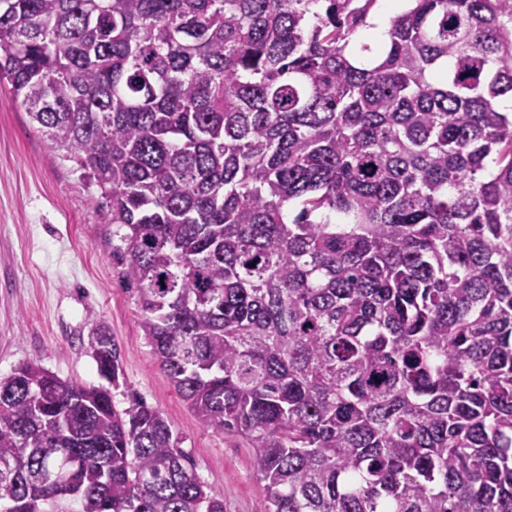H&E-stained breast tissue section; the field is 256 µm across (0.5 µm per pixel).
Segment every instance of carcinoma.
Returning a JSON list of instances; mask_svg holds the SVG:
<instances>
[{
	"instance_id": "1",
	"label": "carcinoma",
	"mask_w": 512,
	"mask_h": 512,
	"mask_svg": "<svg viewBox=\"0 0 512 512\" xmlns=\"http://www.w3.org/2000/svg\"><path fill=\"white\" fill-rule=\"evenodd\" d=\"M0 0V77L112 200L161 373L270 512H512V0ZM0 379V512H224L140 398ZM383 1L384 0H379L375 4L371 14L369 15V17L367 19V24L369 25V27L362 30L360 32L359 36L367 33V30L371 26L370 19L373 15H375L377 12L382 10V8L385 5V2H383ZM406 6H407L406 2L389 1V2H387L386 10L383 13L378 14L373 18V20L371 21V24L373 25V27L371 29H369V31H368V37L371 39L370 43H371L372 47H378V46H382L385 44V42L388 39L387 31L390 26V18H392L395 15L402 12L406 8Z\"/></svg>"
}]
</instances>
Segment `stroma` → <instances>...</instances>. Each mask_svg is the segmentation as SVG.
Wrapping results in <instances>:
<instances>
[{
    "mask_svg": "<svg viewBox=\"0 0 512 512\" xmlns=\"http://www.w3.org/2000/svg\"><path fill=\"white\" fill-rule=\"evenodd\" d=\"M9 98L0 83V379L31 362L100 384L90 343L105 325L123 367L115 407L135 393L162 413L202 481L223 494L224 512H270L253 449L205 426L159 371L107 197Z\"/></svg>",
    "mask_w": 512,
    "mask_h": 512,
    "instance_id": "stroma-1",
    "label": "stroma"
}]
</instances>
